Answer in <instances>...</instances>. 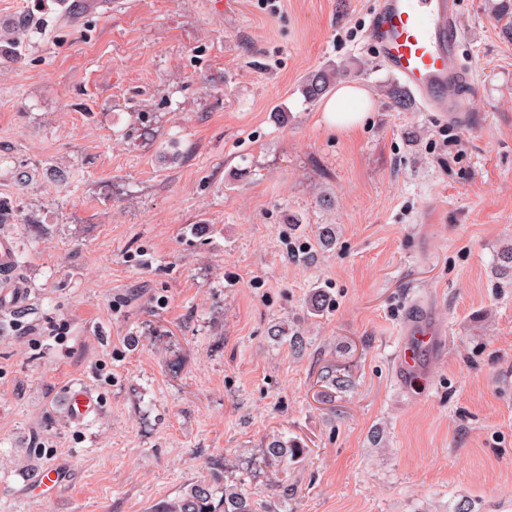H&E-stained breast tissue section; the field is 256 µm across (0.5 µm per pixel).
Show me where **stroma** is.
<instances>
[{
	"instance_id": "obj_1",
	"label": "stroma",
	"mask_w": 512,
	"mask_h": 512,
	"mask_svg": "<svg viewBox=\"0 0 512 512\" xmlns=\"http://www.w3.org/2000/svg\"><path fill=\"white\" fill-rule=\"evenodd\" d=\"M371 2L0 0V512H148L201 480L273 512H512V37L461 0V130L390 105ZM339 64L371 98L348 133L301 92ZM417 303L448 334L405 385ZM281 438L300 455L266 464ZM13 245L6 238H0V282L4 285H12L16 283L13 276ZM66 403L71 419L77 422L96 416L100 412V402L89 390H67Z\"/></svg>"
}]
</instances>
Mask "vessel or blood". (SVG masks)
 <instances>
[{"mask_svg": "<svg viewBox=\"0 0 512 512\" xmlns=\"http://www.w3.org/2000/svg\"><path fill=\"white\" fill-rule=\"evenodd\" d=\"M460 0H373L368 38L392 74L401 79L423 111L464 128L469 107L462 91L468 69L459 54L463 33ZM445 345V329L428 312L403 330L396 371L401 381L420 379L427 361ZM71 419L99 414L100 402L88 390H67Z\"/></svg>", "mask_w": 512, "mask_h": 512, "instance_id": "vessel-or-blood-1", "label": "vessel or blood"}]
</instances>
